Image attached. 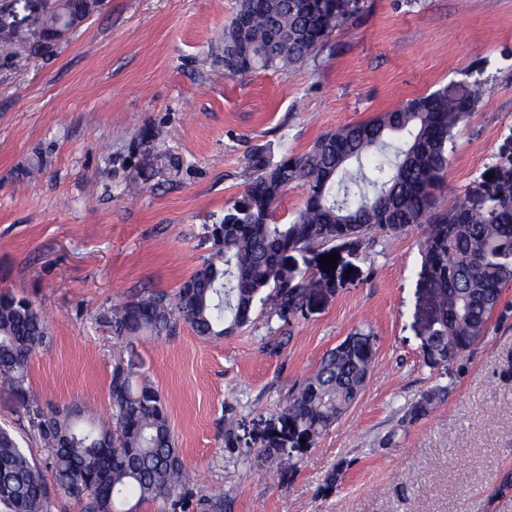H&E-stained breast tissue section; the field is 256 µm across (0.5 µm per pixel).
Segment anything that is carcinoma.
Segmentation results:
<instances>
[{
	"label": "carcinoma",
	"instance_id": "cac0c4a2",
	"mask_svg": "<svg viewBox=\"0 0 512 512\" xmlns=\"http://www.w3.org/2000/svg\"><path fill=\"white\" fill-rule=\"evenodd\" d=\"M357 10L336 0H239L224 27V72L283 71L327 46ZM46 15L18 29L21 43L39 40L53 24ZM480 83L459 95L443 87L409 99L368 121L322 135L302 154L275 161L262 149L249 156L257 172L228 201L212 229L216 250L173 294L148 292L112 308L103 320L119 336H169L187 321L205 340L233 334L252 322L293 311L310 284L304 272L279 266L281 255L342 240L354 252L373 234L424 228L420 253L436 291L427 339L431 356L460 355L483 339L503 289L512 283V189L482 208L461 198L437 208L436 191L448 166L454 130L478 107ZM291 186L305 190L303 206L287 224L274 209ZM49 326L29 299L0 294V383L24 390L33 354L46 346ZM376 354L375 337L356 332L326 352L317 369L291 393L284 414L314 441L338 422L362 393ZM448 393L438 384L402 411L397 428L380 441L390 448L399 433L429 415ZM108 422L84 419L79 407L62 413L33 399L21 422L52 449V475L83 512H139L162 499L167 512H227L224 492L195 488L177 448L158 390L122 368L112 372ZM257 461L284 475L292 469L265 446ZM49 484L18 438L0 427V512H48Z\"/></svg>",
	"mask_w": 512,
	"mask_h": 512
}]
</instances>
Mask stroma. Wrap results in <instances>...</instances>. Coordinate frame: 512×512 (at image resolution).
Returning <instances> with one entry per match:
<instances>
[{
  "mask_svg": "<svg viewBox=\"0 0 512 512\" xmlns=\"http://www.w3.org/2000/svg\"><path fill=\"white\" fill-rule=\"evenodd\" d=\"M237 5L97 0L58 42H0V293L28 297L50 329L25 390L0 386V425L23 435L35 396L105 418L119 365L158 389L186 468L201 490H224L230 512H512V285L483 340L432 363L436 292L418 229L356 254L339 241L289 253L310 279L297 308L219 340L181 321L130 341L102 323L135 295L174 292L209 257L252 149L298 154L407 99L481 82L439 208L479 202L512 170V0H360L315 58L229 77L221 37ZM151 126L165 138L141 143ZM358 331L377 351L357 402L310 446L287 443V477L259 466L289 391ZM439 383L445 401L380 447Z\"/></svg>",
  "mask_w": 512,
  "mask_h": 512,
  "instance_id": "obj_1",
  "label": "stroma"
}]
</instances>
